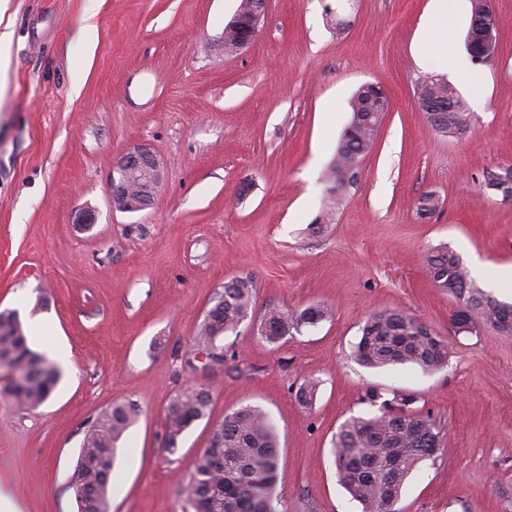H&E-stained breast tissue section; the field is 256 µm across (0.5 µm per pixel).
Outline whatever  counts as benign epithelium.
<instances>
[{
    "mask_svg": "<svg viewBox=\"0 0 512 512\" xmlns=\"http://www.w3.org/2000/svg\"><path fill=\"white\" fill-rule=\"evenodd\" d=\"M265 11L266 0H250L247 20L251 37L239 43L235 51L246 48L257 36ZM471 26L476 28L480 37L483 59H493L498 50L499 33L491 0H471ZM455 100L454 93L448 95V100L442 101L429 96L425 86L417 88L418 107L426 114L437 116L441 112H452ZM113 172L110 200L112 207L121 212L132 213L150 205L162 180L160 161L146 146H136L123 153L115 162ZM136 172L143 180V192L137 195L129 189V178Z\"/></svg>",
    "mask_w": 512,
    "mask_h": 512,
    "instance_id": "benign-epithelium-1",
    "label": "benign epithelium"
}]
</instances>
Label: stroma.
<instances>
[{"mask_svg":"<svg viewBox=\"0 0 512 512\" xmlns=\"http://www.w3.org/2000/svg\"><path fill=\"white\" fill-rule=\"evenodd\" d=\"M7 0L0 33V310H18L30 346L62 378L35 409L5 393L0 370V494L22 512H77L70 486L84 433L107 408L136 403L118 443L110 512H193L180 488L225 413L262 408L278 433L277 512H361L339 485L332 440L372 408L369 388L411 395L443 446L418 465L403 512H512V331H457L460 302L426 258L445 246L499 301L512 267V200L486 190L512 166V0H491L499 49L471 88L437 45L417 47L432 0H267L255 41L224 52L239 0ZM337 7L336 15L325 12ZM94 55L73 91L74 65ZM444 78L471 120L441 133L416 100ZM390 109L331 223L312 228L322 174L359 86ZM148 145L163 182L145 210L110 204L112 167ZM436 209L420 215L418 200ZM95 222L80 228L78 213ZM255 284L251 318L199 335L225 280ZM332 307L282 345L259 334L272 308ZM398 308L449 344L443 368H367L354 358L370 313ZM317 381L312 405L297 392ZM211 395L207 417L168 453L169 401Z\"/></svg>","mask_w":512,"mask_h":512,"instance_id":"35a3bbf8","label":"stroma"}]
</instances>
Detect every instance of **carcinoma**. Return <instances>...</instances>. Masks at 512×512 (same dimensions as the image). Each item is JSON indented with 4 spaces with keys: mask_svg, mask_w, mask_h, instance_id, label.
<instances>
[{
    "mask_svg": "<svg viewBox=\"0 0 512 512\" xmlns=\"http://www.w3.org/2000/svg\"><path fill=\"white\" fill-rule=\"evenodd\" d=\"M386 92L377 84L360 87L350 100L351 116L329 163L326 180L333 202L317 221L332 220L334 200L355 181L350 172L353 158L368 154L379 127V100ZM465 102L457 98L448 113V130L469 125ZM427 272L435 287L453 294L469 312L477 311L492 323L502 312V302L473 284L461 258L448 249L427 257ZM254 283L247 278L224 282L223 292L206 311L201 337L214 343L234 333L253 309ZM332 317V309L315 305L288 312L267 311L261 336L271 344L304 327H315ZM356 357L365 366L416 365L424 370L442 367L448 359V344L432 334L415 317L399 309H382L369 315L361 328ZM18 375L5 391L23 407L35 409L45 403L60 378L59 365L33 350L19 312L0 311V361ZM368 403L378 412L352 417L336 431L332 453L337 476L361 512H402L400 500L406 480L422 461L437 454L434 443L443 441L437 424L413 413L394 415L396 406L407 407L413 398L397 394L382 400L371 389ZM210 395L203 389L174 397L166 408L167 439L184 433L204 418ZM134 403L114 404L103 411L85 433L71 478V487L81 490L78 512H107L108 489L117 444L137 415ZM279 463L275 426L267 413L252 405L241 406L224 415L212 432L209 447L194 461L188 485L181 488L194 512H276L273 506Z\"/></svg>",
    "mask_w": 512,
    "mask_h": 512,
    "instance_id": "cac0c4a2",
    "label": "carcinoma"
}]
</instances>
